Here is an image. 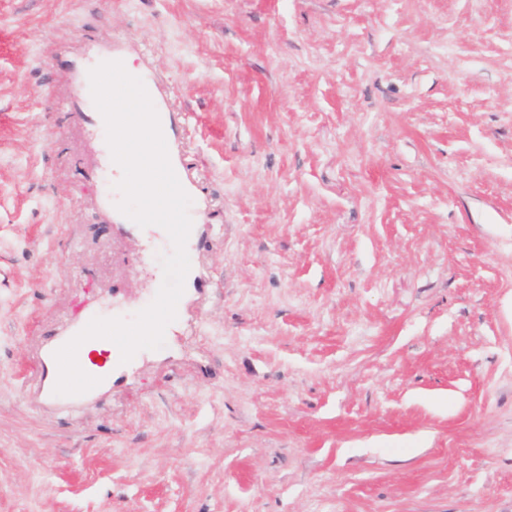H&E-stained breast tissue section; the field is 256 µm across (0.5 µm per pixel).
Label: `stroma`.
Listing matches in <instances>:
<instances>
[{
    "label": "stroma",
    "mask_w": 512,
    "mask_h": 512,
    "mask_svg": "<svg viewBox=\"0 0 512 512\" xmlns=\"http://www.w3.org/2000/svg\"><path fill=\"white\" fill-rule=\"evenodd\" d=\"M109 43L212 285L71 406L41 350L170 251L97 205ZM0 512H512V0H0Z\"/></svg>",
    "instance_id": "obj_1"
}]
</instances>
